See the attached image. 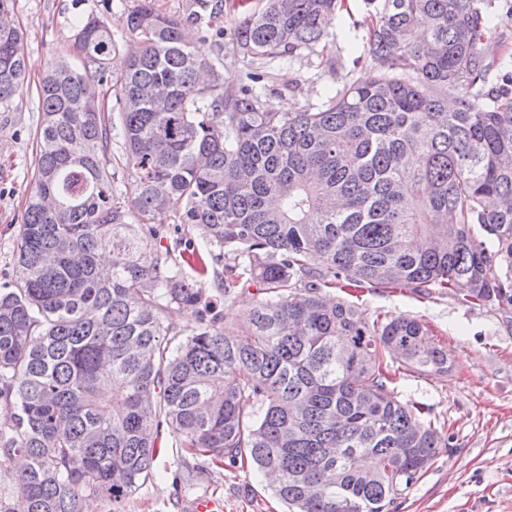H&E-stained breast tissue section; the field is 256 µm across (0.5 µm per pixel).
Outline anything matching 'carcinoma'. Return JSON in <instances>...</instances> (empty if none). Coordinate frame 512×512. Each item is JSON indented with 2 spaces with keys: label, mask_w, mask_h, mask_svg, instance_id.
Wrapping results in <instances>:
<instances>
[{
  "label": "carcinoma",
  "mask_w": 512,
  "mask_h": 512,
  "mask_svg": "<svg viewBox=\"0 0 512 512\" xmlns=\"http://www.w3.org/2000/svg\"><path fill=\"white\" fill-rule=\"evenodd\" d=\"M342 2L269 0L201 29L235 44L248 67L236 79L153 0L121 47L103 18L80 21L78 64L45 72L13 287L0 290V512L121 504L155 474L164 427L184 458L274 476L287 512H391L450 448L431 410L399 399L389 364L446 374L448 350L422 321L370 317L336 289L458 292L512 313V71L488 85L484 52L512 10L381 0L371 76L279 111L255 64L319 44ZM22 40L14 0H0L5 112L27 87ZM168 220L196 238L161 245ZM220 260L214 291L255 296L235 336L207 288ZM181 311L196 318L183 337L168 324Z\"/></svg>",
  "instance_id": "cac0c4a2"
}]
</instances>
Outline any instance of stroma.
I'll list each match as a JSON object with an SVG mask.
<instances>
[{"label":"stroma","mask_w":512,"mask_h":512,"mask_svg":"<svg viewBox=\"0 0 512 512\" xmlns=\"http://www.w3.org/2000/svg\"><path fill=\"white\" fill-rule=\"evenodd\" d=\"M139 0H15V21L24 33L29 85L12 108L0 112V289L11 285L25 196L34 182L36 131L42 114L36 86L47 66L73 60L75 24L98 15L114 40L125 43L126 18ZM348 12L327 25L326 38L310 52L265 64L266 92L278 108L295 112L318 103L324 91L366 72L352 44H363L375 17L371 0H348ZM158 12L185 18L206 57L223 53L231 76L245 67L231 41L222 48L198 37L193 20L201 0H154ZM357 302L369 315L422 320L434 342L447 347L452 366L442 375L404 372L399 396L429 405L444 424L451 450L433 459L419 481L396 501L394 512H512V322L495 307L473 306L454 293L421 297L406 290L365 291ZM158 474L113 507L87 500L90 512H189L199 496L222 498L224 512H285L264 478L238 464L199 462L185 471L169 436H161Z\"/></svg>","instance_id":"stroma-1"}]
</instances>
